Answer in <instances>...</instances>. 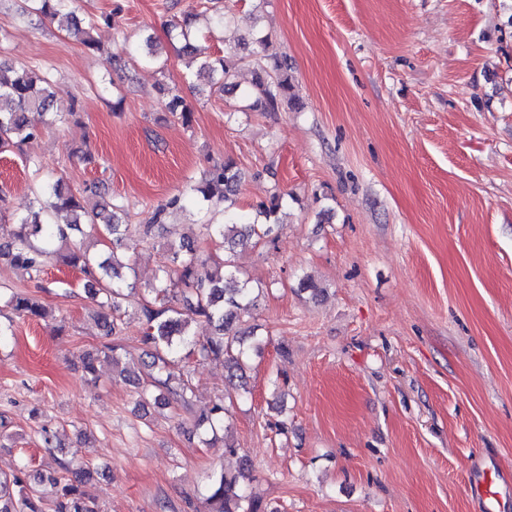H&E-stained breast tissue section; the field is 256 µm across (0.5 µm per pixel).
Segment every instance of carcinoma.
Instances as JSON below:
<instances>
[{
	"label": "carcinoma",
	"mask_w": 512,
	"mask_h": 512,
	"mask_svg": "<svg viewBox=\"0 0 512 512\" xmlns=\"http://www.w3.org/2000/svg\"><path fill=\"white\" fill-rule=\"evenodd\" d=\"M35 10L40 15L58 22L60 29L74 35L88 51L100 50L93 31L97 22L90 20L86 27L75 13V0H24L20 10ZM194 14L186 13L180 23L171 27L173 38L183 43L180 51H191V24ZM267 38L256 40L258 51L251 70V80L244 90L246 109L252 112H279L296 98L288 60L269 67L263 63L261 48ZM186 70L192 76H207L211 84L226 90L240 86L238 59L235 51L227 47L224 55L195 62L189 59ZM164 109L171 116L188 124L193 109L187 99L173 88L163 89ZM0 99L9 103L0 109V152L19 148L35 139L38 128L29 114L45 115L54 108L49 77L32 66L16 65L0 58ZM243 173L236 162L227 158L211 165L204 178L190 183L179 193L157 206L148 224H138L135 230L142 241L154 238L156 226L190 202H228L239 192ZM283 194L276 190L269 200L255 207L254 218L238 222L234 214L224 224H205L203 229L211 239L232 251L239 238L254 243H267L274 239L279 227L278 213ZM124 206L107 202L95 210L84 198L67 189L60 178L47 179L37 195V209L18 224L14 237L0 243V257L7 258L16 267L35 279L43 272L50 258L61 247H68L65 263L78 270L84 280L83 287L92 297L99 298L103 308L112 310V316L102 317L104 335L112 337L105 346L113 370L128 372V352L118 331L123 325V303H128L133 315L142 325L139 342L143 364L150 368L145 376H129V382L143 395L154 398L155 403L167 406L176 401L191 404L195 387L185 372L172 370L175 362L215 361L224 364L229 380L246 379V364L252 353L260 350V341L254 329L247 326L254 306L252 289L248 282L237 281L233 260L211 252L206 253L191 245L172 240L166 249L170 266L160 270L154 279L142 285L138 282L135 263L131 257L115 250L130 230L125 223ZM90 225L92 238L108 243L111 249L92 252L84 245L69 246L70 231L79 225ZM8 305L22 318L44 320L46 308L25 293L11 294ZM205 321L213 325L214 333L201 340L191 330L193 323ZM225 397L220 396L207 411L194 418V427L206 434L224 429ZM91 473L76 474L72 478L49 477L30 479L22 470L10 478H0V512H100L92 495L85 489ZM245 472L232 473L222 469L213 473L207 488L208 512H259L255 500L244 492ZM48 481L56 487V496L50 506L43 507L38 486Z\"/></svg>",
	"instance_id": "1"
}]
</instances>
